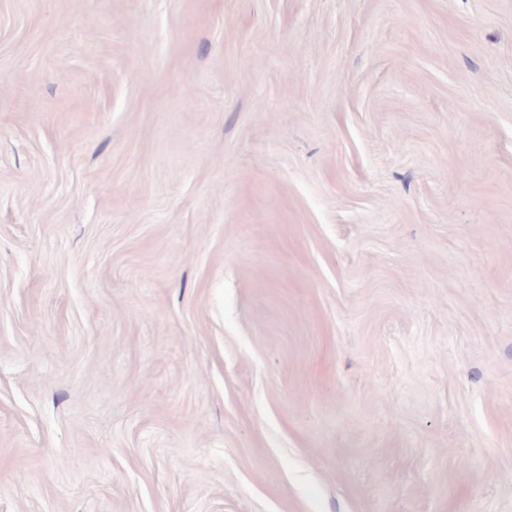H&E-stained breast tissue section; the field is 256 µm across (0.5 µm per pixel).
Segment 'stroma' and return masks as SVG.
<instances>
[{"label":"stroma","instance_id":"1","mask_svg":"<svg viewBox=\"0 0 512 512\" xmlns=\"http://www.w3.org/2000/svg\"><path fill=\"white\" fill-rule=\"evenodd\" d=\"M0 512H512V0H0Z\"/></svg>","mask_w":512,"mask_h":512}]
</instances>
